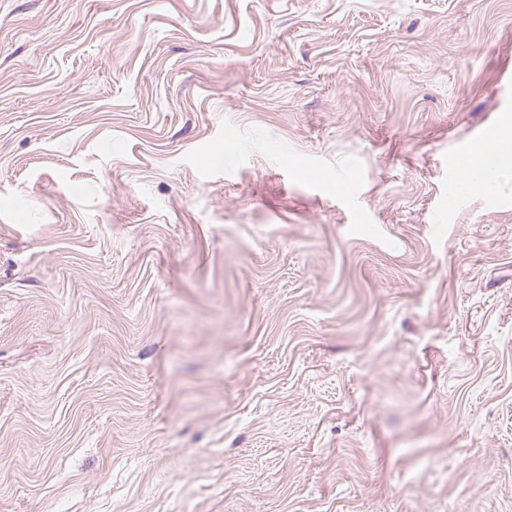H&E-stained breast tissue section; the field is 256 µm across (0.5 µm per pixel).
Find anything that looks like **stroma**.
Wrapping results in <instances>:
<instances>
[{"label":"stroma","mask_w":512,"mask_h":512,"mask_svg":"<svg viewBox=\"0 0 512 512\" xmlns=\"http://www.w3.org/2000/svg\"><path fill=\"white\" fill-rule=\"evenodd\" d=\"M512 0H0V512H512ZM466 169L467 176L460 183L463 192H492L498 189L501 173L512 169V150L497 138L480 157H472L466 163Z\"/></svg>","instance_id":"35a3bbf8"}]
</instances>
